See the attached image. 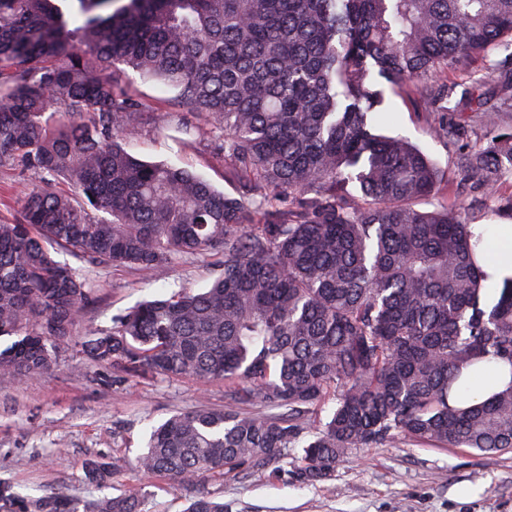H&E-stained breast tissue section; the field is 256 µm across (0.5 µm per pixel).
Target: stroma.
Wrapping results in <instances>:
<instances>
[{
  "instance_id": "obj_1",
  "label": "stroma",
  "mask_w": 512,
  "mask_h": 512,
  "mask_svg": "<svg viewBox=\"0 0 512 512\" xmlns=\"http://www.w3.org/2000/svg\"><path fill=\"white\" fill-rule=\"evenodd\" d=\"M383 91L385 121L376 133L407 138L437 165L446 191L460 189L477 199L471 223L512 222L495 213L482 181L458 164L489 130L475 123L466 137H435L432 124L454 117L447 104L415 105L391 86ZM124 143L141 159L184 166L218 190L237 191L224 176V158L211 134L186 150L145 129L127 133ZM219 261L216 254L178 259L160 280L125 266L91 272L95 302L79 314L76 342L61 349L56 368L24 381H0V479L23 496L60 491L79 499L98 492L85 479V464L95 458L118 469L107 495L141 492L147 512H185L190 498L203 491L222 500L225 512H512V451L486 456L471 448L421 447L400 437L352 450L316 483L259 471L174 487L140 470L135 459L152 426L202 403L223 407L224 385L165 375L135 379L116 367L96 370L88 367L77 341L110 331L113 317L141 301L183 288L200 291L218 275Z\"/></svg>"
}]
</instances>
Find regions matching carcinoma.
Segmentation results:
<instances>
[{
	"label": "carcinoma",
	"instance_id": "obj_1",
	"mask_svg": "<svg viewBox=\"0 0 512 512\" xmlns=\"http://www.w3.org/2000/svg\"><path fill=\"white\" fill-rule=\"evenodd\" d=\"M0 0V168L29 183L0 214V379L52 371L78 313L86 267L164 275L178 257L222 252L200 292L145 300L81 343L98 367L133 377L224 383L155 427L139 467L189 485L285 459L307 435L297 478L323 480L348 451L396 436L494 455L512 449V380L452 407L480 359L512 365V278L486 298L469 230L473 203L443 199L442 175L401 137L379 136L372 73L410 101L447 100L438 74L505 53L455 110L496 131L512 120V0ZM175 91L206 126L238 184L130 154L129 130L167 126L120 82L122 67ZM433 134L466 135L438 123ZM460 165L496 193L512 132ZM435 198L437 206L421 205ZM66 253L73 266L57 255ZM335 402L326 419L325 403ZM114 476L91 459L86 480ZM3 512H146L145 499L16 495ZM187 512H224L202 495Z\"/></svg>",
	"mask_w": 512,
	"mask_h": 512
}]
</instances>
